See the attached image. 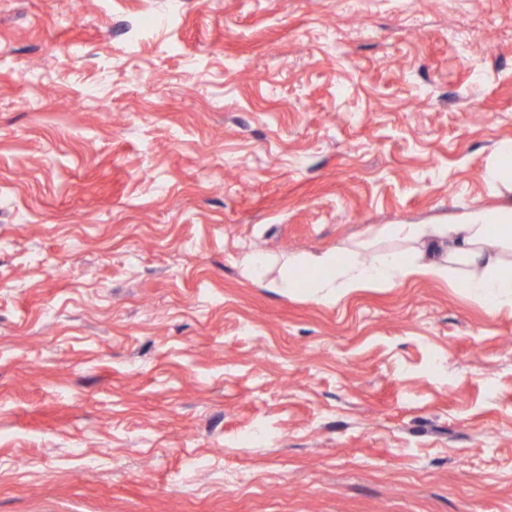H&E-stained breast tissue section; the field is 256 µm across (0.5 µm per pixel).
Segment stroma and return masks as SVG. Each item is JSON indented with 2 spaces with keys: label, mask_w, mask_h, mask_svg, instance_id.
Instances as JSON below:
<instances>
[{
  "label": "stroma",
  "mask_w": 512,
  "mask_h": 512,
  "mask_svg": "<svg viewBox=\"0 0 512 512\" xmlns=\"http://www.w3.org/2000/svg\"><path fill=\"white\" fill-rule=\"evenodd\" d=\"M165 8L0 0V512H512V306L269 286L512 205V0ZM484 179L498 193L501 188L512 192V140L497 146L486 164Z\"/></svg>",
  "instance_id": "35a3bbf8"
}]
</instances>
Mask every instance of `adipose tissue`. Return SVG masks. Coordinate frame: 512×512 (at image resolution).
<instances>
[{
    "mask_svg": "<svg viewBox=\"0 0 512 512\" xmlns=\"http://www.w3.org/2000/svg\"><path fill=\"white\" fill-rule=\"evenodd\" d=\"M383 233L397 247L367 259L368 244L359 241L302 258L298 265L309 279L289 272L278 288L334 304L357 289L389 288L419 275L465 288L490 309L512 305V206L476 208L457 224H391Z\"/></svg>",
    "mask_w": 512,
    "mask_h": 512,
    "instance_id": "adipose-tissue-1",
    "label": "adipose tissue"
}]
</instances>
